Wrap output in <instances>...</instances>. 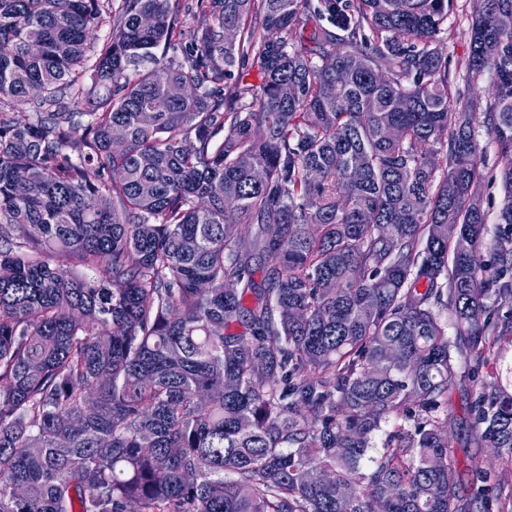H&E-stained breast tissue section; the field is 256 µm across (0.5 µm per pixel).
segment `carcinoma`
Listing matches in <instances>:
<instances>
[{
  "instance_id": "1",
  "label": "carcinoma",
  "mask_w": 512,
  "mask_h": 512,
  "mask_svg": "<svg viewBox=\"0 0 512 512\" xmlns=\"http://www.w3.org/2000/svg\"><path fill=\"white\" fill-rule=\"evenodd\" d=\"M171 2L0 0V512H509L504 481L460 496L440 314L479 374L485 299L512 308V164L488 270L475 135L512 156V0L472 19L484 109L435 46L453 0H319L338 50L308 0H197L189 31ZM468 415L511 466L512 394L482 378ZM234 77L226 84V92H233L235 87H246L259 83L257 67L252 66V61L246 62L243 66L233 68Z\"/></svg>"
}]
</instances>
